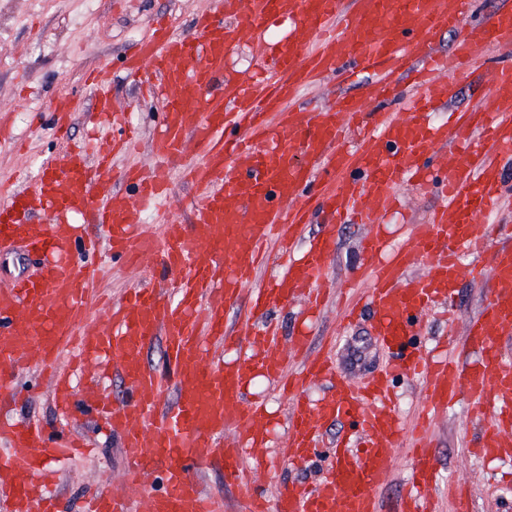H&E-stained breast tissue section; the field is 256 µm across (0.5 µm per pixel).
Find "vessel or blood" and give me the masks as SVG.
Listing matches in <instances>:
<instances>
[{
  "mask_svg": "<svg viewBox=\"0 0 512 512\" xmlns=\"http://www.w3.org/2000/svg\"><path fill=\"white\" fill-rule=\"evenodd\" d=\"M472 0H217L191 31L157 18L150 34L126 51L121 70L162 105L153 141L154 170L125 173L126 190H111L112 159L133 135L112 101L111 66L92 73L93 115L107 126L93 149L51 156L41 176L0 197V254L18 249L40 258L37 269L0 278V403L20 398L19 373L41 372L55 407L92 411L117 439L123 467L108 493L86 512H224L198 474L222 466L243 492L240 512H470L459 486L441 492L435 452L424 422L465 399L478 433L468 455L512 460V214L503 213L504 169L512 162V0L469 22ZM287 22L288 37L266 33ZM455 37L450 52H433L439 34ZM493 45L508 56L488 75V99L475 109L436 110L473 75L475 52ZM248 51L250 63L229 68ZM354 85V94L325 105H301L324 79ZM403 99L397 112L373 109ZM80 108L58 92L47 109L64 135ZM187 168L196 191L191 223L163 215L167 176ZM413 182L439 198L429 223L412 225L394 245L383 220L398 207L395 189ZM161 211L160 231L143 227L146 210ZM486 221L471 223L473 213ZM101 225L108 242L84 230ZM367 224L355 280V302L393 359L358 381L334 357L308 347L309 334L284 340L275 311L294 300L305 316L320 310L335 228ZM277 256L265 282L257 272ZM467 255L484 256L464 268ZM154 262L175 285L142 284L117 302L96 305L105 263ZM422 266L419 277L406 271ZM485 283L482 310L463 339L436 357L410 352L415 317L452 302L463 275ZM245 313L227 326V308ZM163 344V368L144 352ZM95 380L118 376L115 399L98 388L78 396L71 366ZM420 376V423L406 430L395 383ZM287 394L290 466L314 463L330 425L349 420L355 433L337 437L336 461L316 484H282L277 503L264 491L263 452L270 419L255 396L256 379ZM331 385L311 400L309 387ZM70 432L0 414V512H59L47 461L84 452ZM410 462L409 487L385 510L377 496L391 476L396 449Z\"/></svg>",
  "mask_w": 512,
  "mask_h": 512,
  "instance_id": "obj_1",
  "label": "vessel or blood"
}]
</instances>
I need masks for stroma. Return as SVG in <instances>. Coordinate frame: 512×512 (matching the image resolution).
Listing matches in <instances>:
<instances>
[{
	"label": "stroma",
	"instance_id": "obj_1",
	"mask_svg": "<svg viewBox=\"0 0 512 512\" xmlns=\"http://www.w3.org/2000/svg\"><path fill=\"white\" fill-rule=\"evenodd\" d=\"M216 0H0V109L14 114V135L25 143L19 151L11 144H0V181L18 184L35 176L44 157L63 150L48 122L33 123V112L44 109L47 100L60 90L90 96L85 83L87 72L104 64H118L120 57L142 38L152 18L167 15L176 29L188 31L197 13L214 8ZM114 94L126 106L140 138L137 153L117 158L116 172L132 165H150V145L160 125L157 102L140 99L123 77H116ZM402 217L389 219L386 226L393 243H404L407 227L425 223L437 197L430 191L404 189ZM366 231L362 224H345L336 230V252L332 262L333 280L342 283L350 268L359 261L358 242ZM485 291L469 279H461L457 292L454 321L433 316L420 318L415 326L421 347L462 337L466 322L483 304ZM346 303L344 293L330 295L316 318L311 340L314 346L335 338L333 353L341 370L363 379L384 368L386 358L381 343L372 336L368 317L345 324L340 320ZM20 389L29 391V399L10 409L18 421L36 418L52 423L56 415L48 387L36 373L20 375ZM266 398L275 422L271 427L273 445L270 456H278L286 440L288 398L261 379L253 386ZM70 429L86 437L94 446L90 455L61 468L58 491L64 512H80L84 497L101 492L109 476L118 474L123 463L118 443L104 432L98 417L77 415ZM465 403L449 408L429 428L435 446L441 483L463 482L469 485L472 512H512V463L494 467L465 456L463 443L473 437Z\"/></svg>",
	"mask_w": 512,
	"mask_h": 512
}]
</instances>
